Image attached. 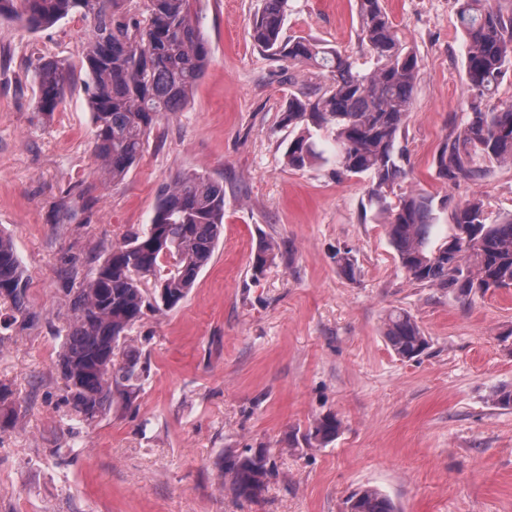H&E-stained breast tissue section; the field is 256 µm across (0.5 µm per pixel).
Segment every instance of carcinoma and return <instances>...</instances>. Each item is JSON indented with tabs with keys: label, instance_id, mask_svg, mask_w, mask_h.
<instances>
[{
	"label": "carcinoma",
	"instance_id": "cac0c4a2",
	"mask_svg": "<svg viewBox=\"0 0 512 512\" xmlns=\"http://www.w3.org/2000/svg\"><path fill=\"white\" fill-rule=\"evenodd\" d=\"M456 20L467 46L465 77L470 92L459 133L434 158L437 174L453 185L477 178L479 156L493 165L512 160V105L489 108L486 101L512 75V12L490 0H455ZM287 0H264L251 25V38L290 67H313L330 83L303 97L291 96L281 122L299 129L288 143V165L303 168L323 160L336 173L367 175L368 205L386 215L388 235L399 263L414 281L462 296L512 288V214L486 222L477 201L455 208L453 235L432 243L437 206L424 192L396 205L388 190L407 175L399 135L412 105L420 69L418 57L398 39L382 0H358L359 38L370 66L356 68L341 51L304 36L283 37ZM77 15L88 23L82 79L95 126L93 154L108 178L122 180L141 158L147 137L161 118L180 111L210 60L208 44L193 13L192 0H144L141 10L127 0H0L7 16L31 30ZM35 110L55 112L76 79L61 60L39 57L32 65ZM328 128L335 146L317 150L314 131ZM224 224V186L186 173L163 186L151 222L112 247L73 299V316L63 336L60 366L65 402L82 420L97 418L112 404L134 407L142 387L141 354L126 344V333L144 309H171L194 286L214 256ZM278 252L271 240L256 247L253 276L262 274ZM11 314L0 331L36 318L27 301V278L10 238L0 235V304ZM383 336L396 356L411 361L429 341L416 319L390 310ZM341 420H315L306 439L327 445ZM224 491L237 499L259 497L274 476L268 455L247 449L224 456ZM346 512H396L392 500L365 487L346 501Z\"/></svg>",
	"mask_w": 512,
	"mask_h": 512
}]
</instances>
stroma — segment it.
I'll return each instance as SVG.
<instances>
[{
  "instance_id": "35a3bbf8",
  "label": "stroma",
  "mask_w": 512,
  "mask_h": 512,
  "mask_svg": "<svg viewBox=\"0 0 512 512\" xmlns=\"http://www.w3.org/2000/svg\"><path fill=\"white\" fill-rule=\"evenodd\" d=\"M420 61L402 127L408 175L394 192L443 201L435 240L457 204L479 199L488 223L512 212V161L454 186L434 157L461 129L469 96L455 0H383ZM263 0H195L210 47L185 107L155 128L123 181L102 175L88 99L74 87L51 116L34 111L30 61L84 64L88 26L31 30L0 19V233L12 237L36 319L0 336V384L16 422L0 424V512H344L375 487L397 512H512V288L464 298L411 280L366 177L321 162L288 166L280 122L289 95L326 75L263 53L250 26ZM284 32L369 65L356 0H288ZM198 172L224 185V229L211 262L174 308H148L127 342L146 367L135 409L86 423L66 405L58 329L73 291L111 250L150 223L161 185ZM76 212L54 221L60 200ZM279 245L263 275L259 239ZM355 269L344 275L337 251ZM409 312L429 338L412 361L381 333ZM342 421L326 446L314 419ZM268 449L275 474L259 498L218 484L225 455Z\"/></svg>"
}]
</instances>
